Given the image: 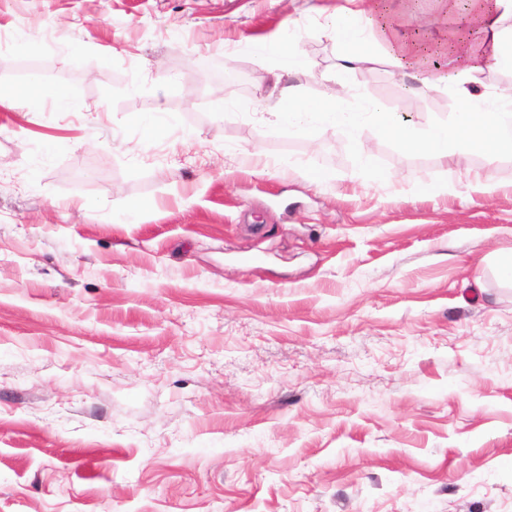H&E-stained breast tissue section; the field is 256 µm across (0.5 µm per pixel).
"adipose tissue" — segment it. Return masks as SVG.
Segmentation results:
<instances>
[{
    "label": "adipose tissue",
    "mask_w": 512,
    "mask_h": 512,
    "mask_svg": "<svg viewBox=\"0 0 512 512\" xmlns=\"http://www.w3.org/2000/svg\"><path fill=\"white\" fill-rule=\"evenodd\" d=\"M469 25L480 35L478 45H471L468 36H461L452 44L435 45L417 36H400L394 19L411 15L409 0H367L361 9L363 28L345 27L336 20L331 34L339 42L363 41L356 52L342 54L336 65L338 72L348 74L369 65L376 52L389 56L398 67L411 71L413 78L433 84L462 80L459 87L460 106L448 126L432 129L424 139L413 138L403 123L391 124L393 136L412 150L434 149L447 151L453 143H481L485 148L512 149V87L501 88L481 97H473L469 82L484 67L512 71V29L502 26L505 16H512V0H470ZM271 56L278 71L294 76V83L281 87L276 103L268 112L289 129L312 131L323 126L336 128L338 133L351 135L368 122L387 121V114L376 103L363 101L357 110H348L350 87L333 78H324L322 104L308 103L305 88L299 76L305 75L307 63L301 51L293 45L286 33H279L271 41ZM52 101L58 111L70 108L69 94L60 88L42 87L25 91L12 86L0 88V108L25 105L33 107ZM388 122V121H387Z\"/></svg>",
    "instance_id": "obj_1"
}]
</instances>
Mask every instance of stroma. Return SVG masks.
<instances>
[{"label": "stroma", "instance_id": "obj_1", "mask_svg": "<svg viewBox=\"0 0 512 512\" xmlns=\"http://www.w3.org/2000/svg\"><path fill=\"white\" fill-rule=\"evenodd\" d=\"M340 2L0 0V86L71 96L0 110V512H512V150L266 121L256 39L295 19L319 102ZM348 82L419 132L459 105Z\"/></svg>", "mask_w": 512, "mask_h": 512}]
</instances>
